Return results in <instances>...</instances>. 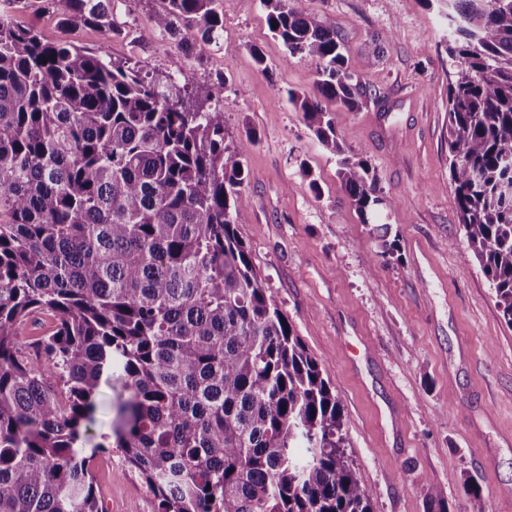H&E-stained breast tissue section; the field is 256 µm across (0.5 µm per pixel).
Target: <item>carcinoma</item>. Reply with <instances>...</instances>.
Masks as SVG:
<instances>
[{
  "label": "carcinoma",
  "instance_id": "obj_1",
  "mask_svg": "<svg viewBox=\"0 0 512 512\" xmlns=\"http://www.w3.org/2000/svg\"><path fill=\"white\" fill-rule=\"evenodd\" d=\"M108 2L64 0L61 22L116 33ZM159 2L180 47L224 37V0ZM262 2L316 65V91L288 102L369 225L390 201L321 100L377 94L305 0ZM445 2L459 224L512 329V0ZM255 144L224 143V80L191 91L0 14V512H103L90 461L108 446L82 440L105 373L127 392L112 445L157 512H372L343 406L240 236Z\"/></svg>",
  "mask_w": 512,
  "mask_h": 512
}]
</instances>
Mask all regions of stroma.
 Segmentation results:
<instances>
[{"instance_id": "stroma-1", "label": "stroma", "mask_w": 512, "mask_h": 512, "mask_svg": "<svg viewBox=\"0 0 512 512\" xmlns=\"http://www.w3.org/2000/svg\"><path fill=\"white\" fill-rule=\"evenodd\" d=\"M110 3L114 35L62 25L61 7L43 0H18L11 15L47 41L104 47L112 60L194 89L224 80L226 143L258 136L243 160L239 205L249 221L240 234L341 401L372 512H512V329L459 224L438 0H306L341 32L350 71L378 95L360 111L337 110L336 125L392 202L380 221L398 252L386 258L350 204L335 157L288 102V90L313 91L316 68L289 57L262 0H226L223 40L190 50L154 31L156 0ZM374 34L385 40L376 63L364 54ZM92 471L105 512H155L116 449L97 453ZM469 481L478 495L464 493Z\"/></svg>"}]
</instances>
